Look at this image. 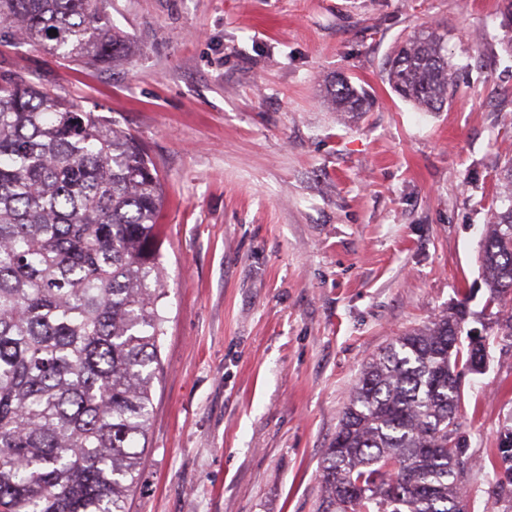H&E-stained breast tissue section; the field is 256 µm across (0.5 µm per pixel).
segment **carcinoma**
<instances>
[{
	"label": "carcinoma",
	"instance_id": "1",
	"mask_svg": "<svg viewBox=\"0 0 512 512\" xmlns=\"http://www.w3.org/2000/svg\"><path fill=\"white\" fill-rule=\"evenodd\" d=\"M56 31L57 35L50 34ZM71 63L118 65L130 45L96 0H0V34ZM445 34L425 25L390 61L403 99L448 101ZM348 112L368 99L341 78ZM482 238L498 329L512 336V160ZM164 193L144 147L112 118L31 80L0 82V512H125L148 448L164 294ZM467 299L365 366L321 466L320 512H454L460 374L486 368L489 338L460 339ZM492 466L512 512V427Z\"/></svg>",
	"mask_w": 512,
	"mask_h": 512
}]
</instances>
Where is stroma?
<instances>
[{"label": "stroma", "mask_w": 512, "mask_h": 512, "mask_svg": "<svg viewBox=\"0 0 512 512\" xmlns=\"http://www.w3.org/2000/svg\"><path fill=\"white\" fill-rule=\"evenodd\" d=\"M134 50L88 67L0 40V75L118 122L155 162L166 294L149 447L126 512H318L364 364L487 299L481 233L512 157L503 0H101ZM458 73L423 112L386 81L414 29ZM365 87L366 112L324 101ZM462 481L486 512L512 425V336L462 377Z\"/></svg>", "instance_id": "35a3bbf8"}]
</instances>
